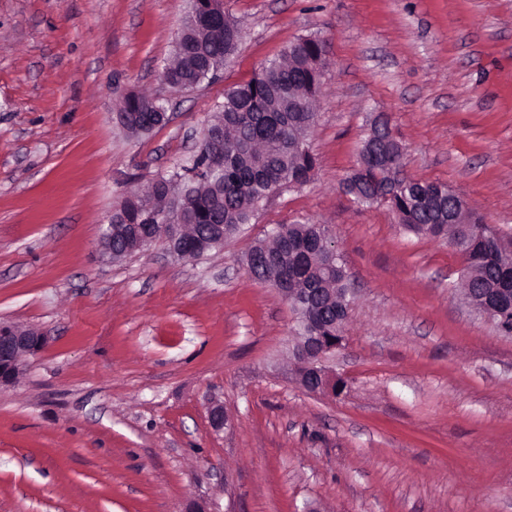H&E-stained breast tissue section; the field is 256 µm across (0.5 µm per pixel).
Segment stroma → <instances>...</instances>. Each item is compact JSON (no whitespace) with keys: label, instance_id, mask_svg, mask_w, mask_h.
I'll use <instances>...</instances> for the list:
<instances>
[{"label":"stroma","instance_id":"stroma-1","mask_svg":"<svg viewBox=\"0 0 512 512\" xmlns=\"http://www.w3.org/2000/svg\"><path fill=\"white\" fill-rule=\"evenodd\" d=\"M189 9L0 0V322L46 338L0 387V512H512V338L464 303L447 241L340 189L382 114L408 176L512 236V0H224L235 54L177 93L161 73ZM310 35L328 51L310 181L200 259L158 241L103 260L123 195ZM131 91L167 99L169 122L118 129ZM306 221L354 292L336 396L297 384L294 314L245 264L272 225Z\"/></svg>","mask_w":512,"mask_h":512}]
</instances>
